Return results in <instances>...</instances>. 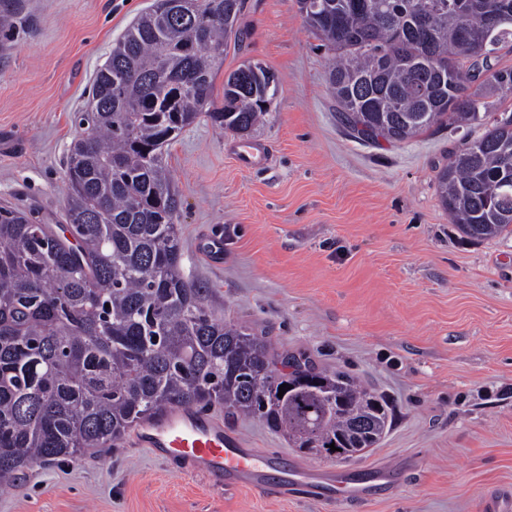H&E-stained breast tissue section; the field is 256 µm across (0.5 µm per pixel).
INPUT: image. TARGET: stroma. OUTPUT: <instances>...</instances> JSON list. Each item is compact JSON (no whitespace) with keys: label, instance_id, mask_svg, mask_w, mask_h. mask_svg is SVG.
I'll use <instances>...</instances> for the list:
<instances>
[{"label":"stroma","instance_id":"1","mask_svg":"<svg viewBox=\"0 0 512 512\" xmlns=\"http://www.w3.org/2000/svg\"><path fill=\"white\" fill-rule=\"evenodd\" d=\"M152 0H0V206L65 221V155L97 70ZM225 71L258 61L279 91L247 134L200 119L164 154L182 206L185 276L216 317L280 354L340 368L389 402L379 444L308 457L259 419L212 417L250 447L319 473L394 482L338 509L295 491L225 489L124 439L35 464L0 512H483L512 495V236L464 238L436 175L480 129L363 143L336 116L329 55L295 0H246ZM220 240L207 260L202 241Z\"/></svg>","mask_w":512,"mask_h":512}]
</instances>
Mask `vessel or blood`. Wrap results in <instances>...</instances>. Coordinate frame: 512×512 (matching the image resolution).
<instances>
[{"mask_svg":"<svg viewBox=\"0 0 512 512\" xmlns=\"http://www.w3.org/2000/svg\"><path fill=\"white\" fill-rule=\"evenodd\" d=\"M134 441L158 459L180 462L186 476L206 475L232 487L259 488L275 480L285 489L302 488L315 499L338 504L367 499L371 492L359 482L324 481L284 466L227 434L222 421L189 407L175 406L140 422Z\"/></svg>","mask_w":512,"mask_h":512,"instance_id":"obj_1","label":"vessel or blood"}]
</instances>
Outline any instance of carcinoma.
<instances>
[{"instance_id": "carcinoma-1", "label": "carcinoma", "mask_w": 512, "mask_h": 512, "mask_svg": "<svg viewBox=\"0 0 512 512\" xmlns=\"http://www.w3.org/2000/svg\"><path fill=\"white\" fill-rule=\"evenodd\" d=\"M196 22L153 0L98 69L65 159L66 225L0 207V485L33 464L110 448L173 404L220 405L288 442L331 452L389 424L381 397L343 370L278 368L263 336L213 316L182 269L180 199L163 148L200 116L250 131L275 96L263 80L224 75L244 0H183ZM297 0L333 54L328 81L354 138L405 142L436 125L485 127L448 155L437 196L473 241L512 234V113L490 119L477 85L512 88L491 67L512 24L481 37L512 0ZM488 72L478 81L479 74ZM110 307H105V304ZM288 384L283 397L279 387Z\"/></svg>"}]
</instances>
